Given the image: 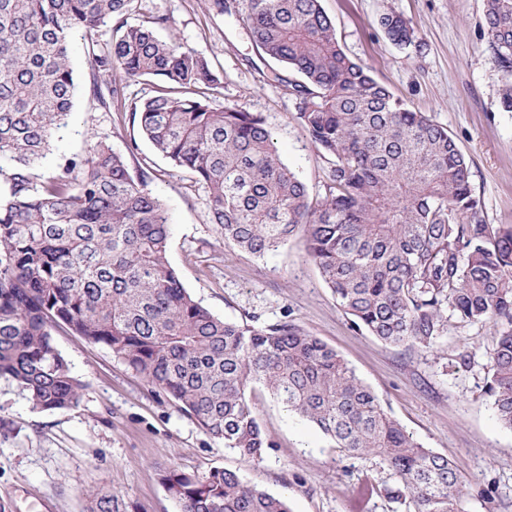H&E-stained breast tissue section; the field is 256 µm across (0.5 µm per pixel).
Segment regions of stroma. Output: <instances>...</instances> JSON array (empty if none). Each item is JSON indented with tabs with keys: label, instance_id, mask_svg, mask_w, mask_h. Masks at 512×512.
<instances>
[{
	"label": "stroma",
	"instance_id": "35a3bbf8",
	"mask_svg": "<svg viewBox=\"0 0 512 512\" xmlns=\"http://www.w3.org/2000/svg\"><path fill=\"white\" fill-rule=\"evenodd\" d=\"M336 38L353 61L395 96L452 135L489 224L512 225V112L501 105L503 79L484 53L483 0H321ZM402 16L413 43L386 35L384 15ZM168 22L157 35L195 50L219 74L212 107L238 105L262 115L273 142L310 194L323 191L328 163L311 142L277 67L261 59L242 22L216 14L209 0H134L131 23ZM71 61L82 90L53 155L83 154L105 142L131 169L150 176L171 221L169 261L194 299L231 322L262 327L294 322L333 348L413 439L445 455L464 492V512H512V430L498 422L485 391L494 322L449 320L430 348L387 345L357 329L340 308L297 231L257 257L225 243L210 220L208 193L173 168L142 137L132 102L152 83H125L103 107L89 93L93 75L81 35ZM53 344L86 388L77 407L33 409L0 379V504L7 512H86L92 492L112 493L117 512H180L162 476L172 468L208 476L231 470L249 485L287 498L290 512H407L388 499L390 471L349 454L316 426L284 409L261 384L247 391L252 413L273 446L248 461L211 438L169 396L103 345L55 328Z\"/></svg>",
	"mask_w": 512,
	"mask_h": 512
}]
</instances>
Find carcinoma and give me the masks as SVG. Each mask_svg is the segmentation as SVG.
Returning <instances> with one entry per match:
<instances>
[{
  "label": "carcinoma",
  "mask_w": 512,
  "mask_h": 512,
  "mask_svg": "<svg viewBox=\"0 0 512 512\" xmlns=\"http://www.w3.org/2000/svg\"><path fill=\"white\" fill-rule=\"evenodd\" d=\"M133 0H0V378L33 408L77 406L86 384L52 345L68 326L108 347L170 395L212 438L247 460L272 443L247 400L259 382L288 411L394 478L409 512H463L448 459L417 443L336 351L300 326L225 321L197 302L167 259L169 219L145 171L103 142L41 173L80 92L69 43L83 34L89 92L107 107L122 83L161 82L130 109L154 149L208 189L224 241L263 256L300 228L308 255L356 327L394 346L428 348L448 317L501 327L486 393L512 429V226L485 223L455 140L410 109L342 50L320 0H247L244 25L292 96L327 159L325 193L310 196L281 159L261 115L213 108L211 63L129 22ZM484 51L502 72L512 111V0H484ZM110 24L112 43L98 48ZM399 46L413 31L382 18ZM112 77L104 97L98 78ZM163 484L180 512H289L285 498L235 472L200 478L172 468ZM112 494L88 512H113Z\"/></svg>",
  "instance_id": "obj_1"
}]
</instances>
